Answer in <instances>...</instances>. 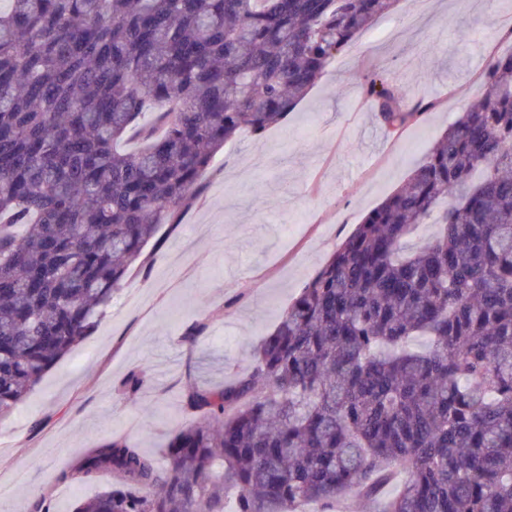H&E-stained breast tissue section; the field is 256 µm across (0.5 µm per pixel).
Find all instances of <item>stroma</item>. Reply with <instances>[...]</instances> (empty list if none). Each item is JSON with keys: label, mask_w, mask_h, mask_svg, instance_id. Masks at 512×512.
I'll list each match as a JSON object with an SVG mask.
<instances>
[{"label": "stroma", "mask_w": 512, "mask_h": 512, "mask_svg": "<svg viewBox=\"0 0 512 512\" xmlns=\"http://www.w3.org/2000/svg\"><path fill=\"white\" fill-rule=\"evenodd\" d=\"M512 50V0H410L378 18L289 113L262 136L215 157V174L182 224L146 247L92 336L60 359L8 417L0 449V512H72L85 488L58 473L119 434L161 455L182 424L188 384L218 386L251 364L306 282L368 212L419 166L465 103L484 92L489 55ZM386 69L417 96L440 98L418 125L387 132L358 79ZM209 324L195 348L185 324ZM145 385L129 392L131 373ZM43 420L40 432L30 430Z\"/></svg>", "instance_id": "obj_1"}]
</instances>
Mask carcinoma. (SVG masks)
Wrapping results in <instances>:
<instances>
[{"instance_id": "1", "label": "carcinoma", "mask_w": 512, "mask_h": 512, "mask_svg": "<svg viewBox=\"0 0 512 512\" xmlns=\"http://www.w3.org/2000/svg\"><path fill=\"white\" fill-rule=\"evenodd\" d=\"M0 8V418L96 330L239 134L281 122L396 0H6ZM288 306L248 371L192 384L164 460L125 436L58 482L73 512H512V51ZM398 134L438 101L383 70ZM155 123L140 124L149 111ZM135 135L144 146L121 148ZM422 224L433 237L408 245ZM208 324L186 326L194 347ZM430 344L419 349L415 341Z\"/></svg>"}]
</instances>
